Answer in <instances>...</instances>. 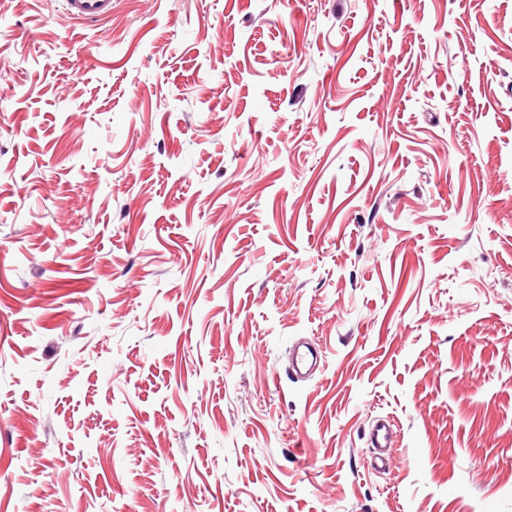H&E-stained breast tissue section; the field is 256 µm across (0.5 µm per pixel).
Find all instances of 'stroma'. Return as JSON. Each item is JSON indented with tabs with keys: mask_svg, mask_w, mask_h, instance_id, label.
Here are the masks:
<instances>
[{
	"mask_svg": "<svg viewBox=\"0 0 512 512\" xmlns=\"http://www.w3.org/2000/svg\"><path fill=\"white\" fill-rule=\"evenodd\" d=\"M0 512H512V0H0ZM65 10L84 23H97L112 14V0H65ZM321 354L317 347L308 341H296L289 352L288 373L296 379L306 380L320 368ZM394 443L392 424L381 420L375 424L368 436V445L372 449L370 466L376 472H385L389 468L391 448Z\"/></svg>",
	"mask_w": 512,
	"mask_h": 512,
	"instance_id": "stroma-1",
	"label": "stroma"
}]
</instances>
